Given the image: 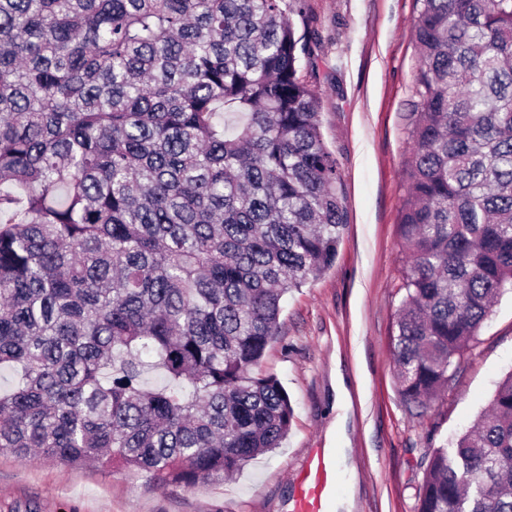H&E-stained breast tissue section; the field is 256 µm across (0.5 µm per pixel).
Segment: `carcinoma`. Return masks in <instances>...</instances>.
<instances>
[{
  "label": "carcinoma",
  "mask_w": 512,
  "mask_h": 512,
  "mask_svg": "<svg viewBox=\"0 0 512 512\" xmlns=\"http://www.w3.org/2000/svg\"><path fill=\"white\" fill-rule=\"evenodd\" d=\"M415 9L392 347L420 404L512 292V0ZM294 11L0 0V453L190 486L288 435V393L251 371L347 224ZM418 512H512V373Z\"/></svg>",
  "instance_id": "1"
}]
</instances>
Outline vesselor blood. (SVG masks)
Here are the masks:
<instances>
[{
	"instance_id": "vessel-or-blood-1",
	"label": "vessel or blood",
	"mask_w": 512,
	"mask_h": 512,
	"mask_svg": "<svg viewBox=\"0 0 512 512\" xmlns=\"http://www.w3.org/2000/svg\"><path fill=\"white\" fill-rule=\"evenodd\" d=\"M340 460L336 448H318L308 456L291 512H328L340 492Z\"/></svg>"
}]
</instances>
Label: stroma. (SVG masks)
<instances>
[{
  "instance_id": "obj_1",
  "label": "stroma",
  "mask_w": 512,
  "mask_h": 512,
  "mask_svg": "<svg viewBox=\"0 0 512 512\" xmlns=\"http://www.w3.org/2000/svg\"><path fill=\"white\" fill-rule=\"evenodd\" d=\"M414 0H301L297 33L318 41L302 72L321 100V132L347 212L333 263L282 301L279 334L256 376L273 375L294 418L280 448L230 478L162 484L141 470L0 454V512H290L307 456L343 448L334 512H416L426 463L453 443L512 373V293L457 360L448 391L410 406L391 337L406 256L397 224L411 144Z\"/></svg>"
}]
</instances>
